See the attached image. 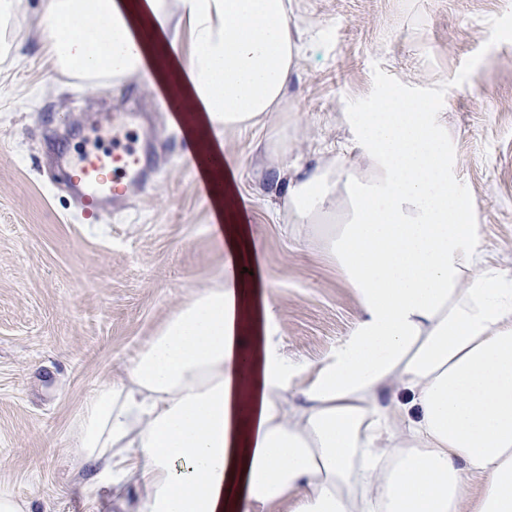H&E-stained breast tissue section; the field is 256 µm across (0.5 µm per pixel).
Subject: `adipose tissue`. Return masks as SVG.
<instances>
[{
  "label": "adipose tissue",
  "instance_id": "adipose-tissue-1",
  "mask_svg": "<svg viewBox=\"0 0 512 512\" xmlns=\"http://www.w3.org/2000/svg\"><path fill=\"white\" fill-rule=\"evenodd\" d=\"M288 8L48 0L61 72L150 84L163 59L216 139L267 130L289 223L359 310L317 362L288 357L275 304L248 297L256 262L227 239L223 274L85 401L75 457L124 512H512V273L483 255L428 100L386 91L359 113L363 165L289 159Z\"/></svg>",
  "mask_w": 512,
  "mask_h": 512
}]
</instances>
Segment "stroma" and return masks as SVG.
I'll return each instance as SVG.
<instances>
[{
	"label": "stroma",
	"instance_id": "1",
	"mask_svg": "<svg viewBox=\"0 0 512 512\" xmlns=\"http://www.w3.org/2000/svg\"><path fill=\"white\" fill-rule=\"evenodd\" d=\"M299 59L278 123L306 162L326 161L382 91L431 99L455 145L484 245L512 271V0H292ZM47 0H19L0 56V486L31 512H111L78 466L73 422L192 292L224 269L232 214L272 279L289 357L315 361L358 312L334 263L288 237L283 191L259 171L257 131L239 132L204 174L198 144L160 94L130 80L98 89L57 71L40 38ZM150 114L156 172L89 219L49 167L94 127Z\"/></svg>",
	"mask_w": 512,
	"mask_h": 512
}]
</instances>
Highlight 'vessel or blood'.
<instances>
[{
	"label": "vessel or blood",
	"instance_id": "1",
	"mask_svg": "<svg viewBox=\"0 0 512 512\" xmlns=\"http://www.w3.org/2000/svg\"><path fill=\"white\" fill-rule=\"evenodd\" d=\"M111 133V150L90 148L77 155L65 151L59 155L61 172L89 213L106 209L127 186L143 181L147 174V158L129 129L115 127Z\"/></svg>",
	"mask_w": 512,
	"mask_h": 512
}]
</instances>
